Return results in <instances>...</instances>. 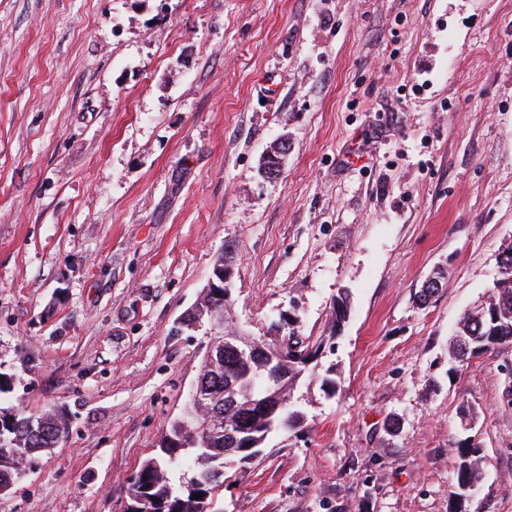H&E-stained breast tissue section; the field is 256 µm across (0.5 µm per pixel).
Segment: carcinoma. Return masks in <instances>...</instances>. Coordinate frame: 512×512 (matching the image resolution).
Wrapping results in <instances>:
<instances>
[{
	"label": "carcinoma",
	"mask_w": 512,
	"mask_h": 512,
	"mask_svg": "<svg viewBox=\"0 0 512 512\" xmlns=\"http://www.w3.org/2000/svg\"><path fill=\"white\" fill-rule=\"evenodd\" d=\"M500 277L482 307L466 312L460 319L458 335L469 339L470 358L503 343H512V245L499 259ZM225 366L203 373L210 388L206 408L209 433L193 432L174 422L161 438L157 455L144 463L127 488L125 512H224L214 497L216 486L224 484V449L236 438L237 460L246 459L251 438L262 434L264 420L257 408H247L248 398L264 397L265 371L280 379L282 408L275 427L291 429L304 413L287 397L308 367L291 357L272 361L258 356L252 361L241 359L231 349L224 350ZM67 422L52 414L32 417L15 407L0 406V495L10 489L19 468L35 461L36 454L57 447L64 438ZM193 462L192 475L182 473L186 461ZM480 479L479 461L468 447L458 449L456 483L453 495L464 498ZM202 494L196 499L194 495Z\"/></svg>",
	"instance_id": "carcinoma-1"
}]
</instances>
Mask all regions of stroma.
Here are the masks:
<instances>
[{
	"label": "stroma",
	"instance_id": "35a3bbf8",
	"mask_svg": "<svg viewBox=\"0 0 512 512\" xmlns=\"http://www.w3.org/2000/svg\"><path fill=\"white\" fill-rule=\"evenodd\" d=\"M510 244L512 0H0V404L69 427L0 512H124L224 253L235 325L336 333L224 512H449L462 445L512 512V344L448 357ZM229 256L228 253H224V255H220L217 257L213 267L215 264V269L211 274L208 284L205 287L203 295H205L211 288H224V302L231 300L232 295V286H233V278H234V264L233 261L226 257ZM225 257V259H224ZM224 259V262L221 264L220 262Z\"/></svg>",
	"mask_w": 512,
	"mask_h": 512
}]
</instances>
